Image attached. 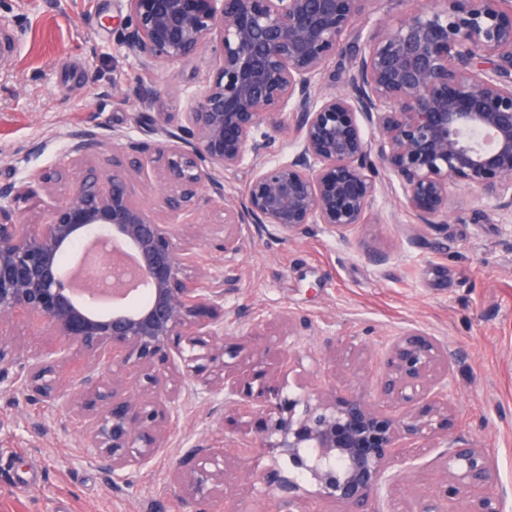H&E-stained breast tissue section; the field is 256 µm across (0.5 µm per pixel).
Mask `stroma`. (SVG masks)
Instances as JSON below:
<instances>
[{"mask_svg":"<svg viewBox=\"0 0 512 512\" xmlns=\"http://www.w3.org/2000/svg\"><path fill=\"white\" fill-rule=\"evenodd\" d=\"M21 42L13 66L0 72V179L49 166L70 134L97 123L133 128L138 112H186L217 70L212 47L189 61L147 73L112 37L126 0H8ZM43 153H30L35 143ZM367 223L336 233L314 224L288 241L242 227L239 277L224 300L227 331L247 319L295 323L292 336L260 337L272 365L289 351H323L326 342L357 338L365 383L374 386L378 357L392 336L416 328L457 354L448 392L458 406L448 434L475 439L495 458L512 512V216L496 202L460 187L444 225L418 223L402 187L386 169ZM384 262L370 259V252ZM41 401L0 392V512H189L169 486L170 473L194 462L200 439L223 445L233 433L208 408L190 405L168 448L122 492L78 459L77 420L52 424ZM440 471L405 476L384 512H413L433 493Z\"/></svg>","mask_w":512,"mask_h":512,"instance_id":"stroma-1","label":"stroma"}]
</instances>
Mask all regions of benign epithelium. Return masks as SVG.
<instances>
[{"label":"benign epithelium","mask_w":512,"mask_h":512,"mask_svg":"<svg viewBox=\"0 0 512 512\" xmlns=\"http://www.w3.org/2000/svg\"><path fill=\"white\" fill-rule=\"evenodd\" d=\"M126 2L113 35L142 69L185 62L209 44L217 73L181 119L138 115V143L93 124L71 135L66 161L0 181V327L23 314L51 336L33 349L0 343V391L79 419L81 453L116 493L169 447L173 425L201 399L242 435L261 415L260 433L236 447L271 457L250 488L276 509L315 495L341 512H380L402 474L433 465L442 480L416 512H450L459 499L463 512H505L486 449L448 440V345L418 329L393 336L372 391L360 380L364 344L331 345L329 358L347 371L344 392L333 382L286 394L267 348L250 341L264 324L224 332V296L238 286L241 225L286 241L311 224L333 233L365 224L379 165L422 224L448 223L458 185L512 212V0H440L353 43L346 36L370 0ZM18 43L0 14V70ZM338 55L350 63L348 88L325 90L320 77ZM264 125L288 126V159H273ZM109 140L112 169L97 174ZM245 164L238 203L224 172ZM147 169L162 190L160 213L130 191V172ZM42 193L49 216L34 223L27 204ZM209 209L224 233L217 271L197 249ZM84 242L118 270L104 288L85 278L77 289L66 277L63 256ZM76 357L85 367L64 385L57 369ZM187 454L199 463L171 484L191 503L213 500L226 480L224 452L201 440Z\"/></svg>","instance_id":"1"}]
</instances>
